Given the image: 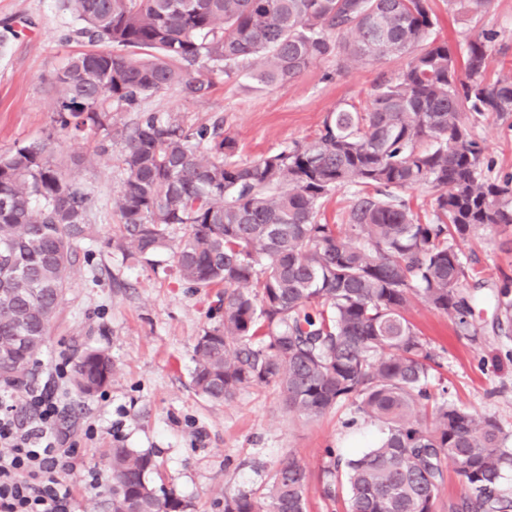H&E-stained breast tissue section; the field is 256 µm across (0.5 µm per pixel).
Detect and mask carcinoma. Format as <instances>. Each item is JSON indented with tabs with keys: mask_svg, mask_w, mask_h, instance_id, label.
Segmentation results:
<instances>
[{
	"mask_svg": "<svg viewBox=\"0 0 512 512\" xmlns=\"http://www.w3.org/2000/svg\"><path fill=\"white\" fill-rule=\"evenodd\" d=\"M77 33L110 51L74 56L55 76L53 133L90 126L123 141L126 179L114 200L126 259L168 250L181 282L221 285V321L194 346L192 382L221 405L273 384L290 413L318 417L350 402L383 427L382 438L345 457L325 449L345 478L347 512H437L452 462L466 492L449 512H512L502 487L512 469L494 419L428 388L432 356L405 317L412 295L470 326L474 296L453 241L478 227H512V175L496 181L462 116L512 115V74L486 77L489 31L465 48L464 73L434 33L430 0H63ZM408 57L378 82L366 105L328 113L315 141L252 162L233 159L218 126L186 129L171 112H140L174 85L203 96L214 75L249 69L274 86L336 57L340 67ZM139 113L112 131L106 100ZM436 190L432 213L399 192ZM352 187L342 223L320 221L322 199ZM89 195L47 144L0 154V383L32 378L63 298L72 243L91 232ZM186 226L175 244L168 230ZM493 330L512 339V280L497 292ZM114 368L101 348L75 361L70 384L84 398ZM111 512H188L156 488L152 457L110 449ZM309 471L295 456L270 475L268 493L224 498V512H307Z\"/></svg>",
	"mask_w": 512,
	"mask_h": 512,
	"instance_id": "carcinoma-1",
	"label": "carcinoma"
}]
</instances>
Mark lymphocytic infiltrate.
I'll return each instance as SVG.
<instances>
[{"instance_id": "lymphocytic-infiltrate-1", "label": "lymphocytic infiltrate", "mask_w": 512, "mask_h": 512, "mask_svg": "<svg viewBox=\"0 0 512 512\" xmlns=\"http://www.w3.org/2000/svg\"><path fill=\"white\" fill-rule=\"evenodd\" d=\"M66 393L27 390L22 403L0 397V512H74L71 486L60 468L83 461L60 428Z\"/></svg>"}]
</instances>
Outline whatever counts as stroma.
<instances>
[{
	"mask_svg": "<svg viewBox=\"0 0 512 512\" xmlns=\"http://www.w3.org/2000/svg\"><path fill=\"white\" fill-rule=\"evenodd\" d=\"M431 5L438 31L456 53H463L467 38L493 31L488 75L512 70V0H490L475 17L462 7L449 10L445 0ZM78 27L62 0H0V154L47 143L54 160L91 194L94 233L74 245V264L35 377L44 384L55 364L73 362L84 347L112 357L114 374L104 393L68 397L71 439L86 470L101 477L100 487L91 490L81 475L62 472L73 486L76 512H110L105 452L115 443L150 453L158 464L153 485L174 490L191 512H222L224 497L265 492L270 472L291 455L310 472L308 512H346V490L332 500L324 496V451L356 454L379 436V425L349 403L315 419L290 413L273 385L244 389L221 405L198 395L193 347L221 319V288L188 287L167 265L131 262L107 247L117 230L113 199L126 177L119 140L105 142L94 128L48 138L57 97L53 77L71 56L90 48L76 37ZM405 64V58L392 57L340 71L327 59L282 86L262 88L245 74L218 77L205 97L174 87L144 106L176 114L188 128L222 125L235 141L236 160L251 162L313 142L329 112L365 104L373 85L395 78ZM472 132L484 140L492 162L488 179L512 174V124L489 116ZM454 245L484 283L471 318L475 336L463 335L450 316L419 295L406 317L435 359L431 393L492 417L512 437V340L491 328L497 289L504 277L512 278V229L481 228ZM87 424L95 428L93 437L82 431Z\"/></svg>",
	"mask_w": 512,
	"mask_h": 512,
	"instance_id": "stroma-1",
	"label": "stroma"
}]
</instances>
